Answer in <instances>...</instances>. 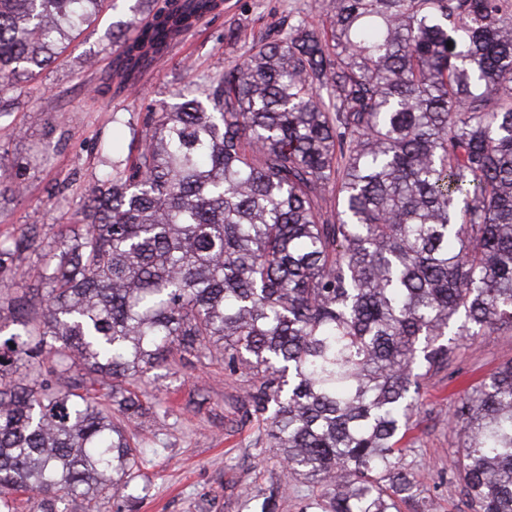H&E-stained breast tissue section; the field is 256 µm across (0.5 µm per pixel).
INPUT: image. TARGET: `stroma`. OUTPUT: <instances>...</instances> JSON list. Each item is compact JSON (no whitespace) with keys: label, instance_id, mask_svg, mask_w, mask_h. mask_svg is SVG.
<instances>
[{"label":"stroma","instance_id":"obj_1","mask_svg":"<svg viewBox=\"0 0 512 512\" xmlns=\"http://www.w3.org/2000/svg\"><path fill=\"white\" fill-rule=\"evenodd\" d=\"M321 0H224V14L172 45L119 99L97 94L116 53L113 37L129 21L125 0L104 6L97 19L36 81L24 84L12 116L0 122V154L24 167L23 191L0 194V241L28 224L40 227L34 246L16 260L27 283L41 287V268L63 225L79 212L105 171L137 146L129 123L146 108L175 102L193 84L216 83L251 43L289 21L321 29ZM512 358V333L459 342L454 366L424 382L409 434L408 469L422 474L420 496L429 512H469L448 461L460 436L451 425L456 394ZM243 376L230 373L219 353H205L158 375L144 387L147 415L127 425L147 454L142 498L133 512H243L241 505L278 480L281 512H299L312 486L290 473L255 418L249 417Z\"/></svg>","mask_w":512,"mask_h":512}]
</instances>
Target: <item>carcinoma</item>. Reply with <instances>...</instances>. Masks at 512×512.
<instances>
[{
    "instance_id": "cac0c4a2",
    "label": "carcinoma",
    "mask_w": 512,
    "mask_h": 512,
    "mask_svg": "<svg viewBox=\"0 0 512 512\" xmlns=\"http://www.w3.org/2000/svg\"><path fill=\"white\" fill-rule=\"evenodd\" d=\"M103 0H0V118ZM216 85L147 109L137 155L60 233L44 288L0 287V512L119 493L125 421L175 359L216 350L294 474L301 512H402L426 378L512 330V0H322ZM219 0H154L99 92L119 94ZM453 42L447 46V42ZM24 173L0 155V187ZM336 209L323 211L326 194ZM0 243V271L32 248ZM112 378L109 398L89 376ZM450 471L470 512H512V360L457 393ZM279 512L280 491L259 493Z\"/></svg>"
}]
</instances>
